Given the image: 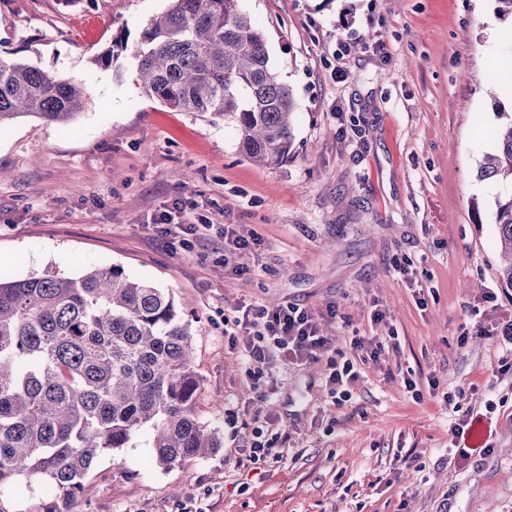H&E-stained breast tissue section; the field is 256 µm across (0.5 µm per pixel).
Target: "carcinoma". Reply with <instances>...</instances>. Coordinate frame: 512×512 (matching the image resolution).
<instances>
[{"mask_svg":"<svg viewBox=\"0 0 512 512\" xmlns=\"http://www.w3.org/2000/svg\"><path fill=\"white\" fill-rule=\"evenodd\" d=\"M240 2L169 0L132 57L152 98L233 122L249 159L277 165L293 145L296 101ZM126 49L121 38L95 62L110 67ZM86 96L79 82L0 54V130L23 117L67 125ZM495 137L477 178L509 185L491 223L512 288V121ZM191 336L170 292L118 265L0 278V512H75L96 459L142 434L164 469L221 448L196 417Z\"/></svg>","mask_w":512,"mask_h":512,"instance_id":"cac0c4a2","label":"carcinoma"}]
</instances>
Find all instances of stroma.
I'll return each instance as SVG.
<instances>
[{
  "label": "stroma",
  "mask_w": 512,
  "mask_h": 512,
  "mask_svg": "<svg viewBox=\"0 0 512 512\" xmlns=\"http://www.w3.org/2000/svg\"><path fill=\"white\" fill-rule=\"evenodd\" d=\"M242 6L298 106L275 167L247 159L223 119L147 96L130 54L93 64L116 37L135 45L167 0H0V51L89 92L70 125L0 131V277L114 264L168 290L190 324L197 416L222 441L169 469L143 436L101 454L77 512H512V346L492 330L457 341L473 309L490 327L512 314L491 222L503 187L476 177L512 120V22L492 0ZM177 199L195 221L235 225L250 251L168 247L152 220ZM286 301L318 314L336 351L359 336L398 346L361 364L343 405L322 359L269 364L258 397L224 329ZM460 388L489 450L452 458L472 437L454 438L440 395ZM265 421L283 460L240 466Z\"/></svg>",
  "instance_id": "35a3bbf8"
}]
</instances>
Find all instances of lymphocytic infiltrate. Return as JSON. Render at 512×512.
Wrapping results in <instances>:
<instances>
[{"instance_id":"1","label":"lymphocytic infiltrate","mask_w":512,"mask_h":512,"mask_svg":"<svg viewBox=\"0 0 512 512\" xmlns=\"http://www.w3.org/2000/svg\"><path fill=\"white\" fill-rule=\"evenodd\" d=\"M237 334L229 335V342L244 338L246 374L253 389L262 386L263 367L274 361L299 365L325 357V381L336 404L350 399V388L359 378V359H379L385 344L379 338H356L352 345L354 358L337 360L331 353L328 337L320 330L318 317L308 308L296 303H283L272 309L244 310L234 322Z\"/></svg>"}]
</instances>
